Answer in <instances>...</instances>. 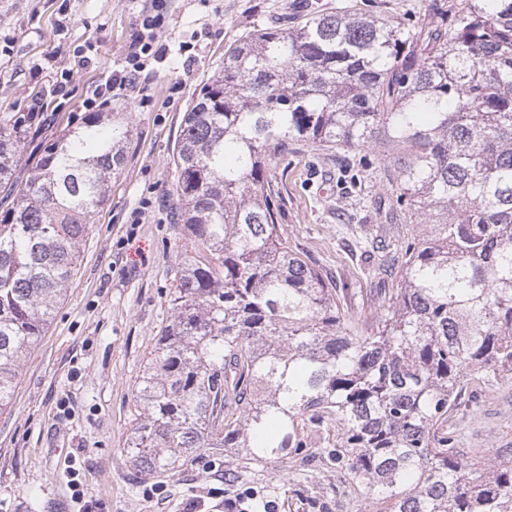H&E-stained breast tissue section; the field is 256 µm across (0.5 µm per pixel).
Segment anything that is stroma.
I'll return each instance as SVG.
<instances>
[{"instance_id": "35a3bbf8", "label": "stroma", "mask_w": 512, "mask_h": 512, "mask_svg": "<svg viewBox=\"0 0 512 512\" xmlns=\"http://www.w3.org/2000/svg\"><path fill=\"white\" fill-rule=\"evenodd\" d=\"M451 0H167L165 58L150 61V98L112 99L131 130L125 164L82 242L80 263L44 336L22 359L10 408L0 413V512H227L230 494L258 491L289 512L286 483L329 488L337 474L312 467L290 473L258 468L229 485L223 471L187 466L173 477L133 469L123 448L137 412L134 390L170 322L173 280L188 241L177 222L173 153L183 117L203 85L224 67V52L260 29H289L339 8L420 25L427 7ZM152 0H0V113L20 112L51 96L47 55L73 72L75 112L105 76L123 69L127 49ZM279 228L289 245L340 288L358 326L382 303L381 261L401 266L400 243L420 225L395 208L385 154L372 145L331 151L289 143L273 159ZM383 236L394 244L372 249ZM457 445L483 466L512 448V379L472 380L449 419Z\"/></svg>"}]
</instances>
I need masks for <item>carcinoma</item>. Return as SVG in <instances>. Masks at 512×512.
Listing matches in <instances>:
<instances>
[{"instance_id":"carcinoma-1","label":"carcinoma","mask_w":512,"mask_h":512,"mask_svg":"<svg viewBox=\"0 0 512 512\" xmlns=\"http://www.w3.org/2000/svg\"><path fill=\"white\" fill-rule=\"evenodd\" d=\"M57 121L0 113V412L131 136L118 112L70 116L19 177ZM290 140L387 146L422 226L367 329L279 233L268 171ZM174 165L194 254L136 385L131 465L304 468L334 423L343 477L290 489L302 509L331 512L351 480L382 512H512V457L477 467L448 436L471 376H512V0H456L415 31L347 11L258 31L188 108Z\"/></svg>"}]
</instances>
